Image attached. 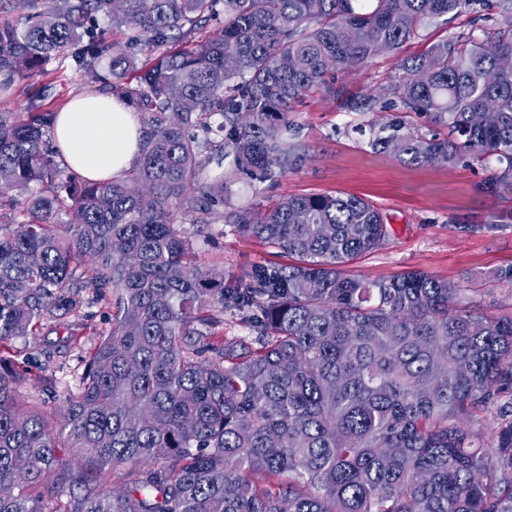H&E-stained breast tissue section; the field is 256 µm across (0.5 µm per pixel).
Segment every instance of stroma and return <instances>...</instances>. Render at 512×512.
Segmentation results:
<instances>
[{
  "mask_svg": "<svg viewBox=\"0 0 512 512\" xmlns=\"http://www.w3.org/2000/svg\"><path fill=\"white\" fill-rule=\"evenodd\" d=\"M398 65L395 55L385 53L343 74L338 83L350 93L362 94L388 81ZM88 91V81L73 61L55 59L45 73L17 82L10 92L1 94L0 112H25L38 101L57 111L73 96ZM392 116L389 110L347 112L341 110L335 94L321 89L306 93L289 112L284 132L302 149L298 165L261 183L237 178L230 186L229 206L249 202L265 209L293 194L363 197L380 209L388 236L381 247L350 262L346 274L388 280L422 271L448 281L489 312H512V283L492 277L496 270L512 265V224L493 221L500 211L512 208V194L481 192L485 171L477 165H408L391 154L371 150L359 127ZM176 220L193 238L198 263L225 278H243L255 266L281 260L276 250L244 237L221 219L205 226L181 214ZM80 297L85 320L76 331L78 348L64 350L63 343L73 332L67 326L47 336L13 340L16 359L27 370L20 393L30 392L36 379L52 381L56 399L77 387L83 358L96 345L109 313L107 301L98 299L93 288H83Z\"/></svg>",
  "mask_w": 512,
  "mask_h": 512,
  "instance_id": "stroma-1",
  "label": "stroma"
}]
</instances>
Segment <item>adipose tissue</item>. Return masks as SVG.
<instances>
[{"mask_svg": "<svg viewBox=\"0 0 512 512\" xmlns=\"http://www.w3.org/2000/svg\"><path fill=\"white\" fill-rule=\"evenodd\" d=\"M53 135L66 165L84 179L121 176L140 155L143 128L120 95L73 98L53 119Z\"/></svg>", "mask_w": 512, "mask_h": 512, "instance_id": "adipose-tissue-1", "label": "adipose tissue"}]
</instances>
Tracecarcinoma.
Instances as JSON below:
<instances>
[{
  "mask_svg": "<svg viewBox=\"0 0 512 512\" xmlns=\"http://www.w3.org/2000/svg\"><path fill=\"white\" fill-rule=\"evenodd\" d=\"M224 4V27L190 48ZM0 24V91L74 57L140 116L132 174L79 181L53 162L54 112H0V197L28 191L26 218L0 219V512H512V314L461 302L424 272L390 280L343 267L387 236L354 195L303 194L223 212L222 181H263L301 161L283 122L306 92L371 63L398 75L352 112L396 107L448 129L370 125L369 146L407 164L477 163L482 188L512 191V0H13ZM492 11L405 53L421 30ZM125 45L93 33L100 17ZM158 52L136 84L131 50ZM221 140L210 138L213 132ZM218 216L279 253L226 280L191 260L175 221ZM162 214L164 222L149 220ZM111 291L108 328L78 389L56 406L17 402L12 340L76 315L77 291ZM251 338L224 337V314ZM496 410L492 446L467 425ZM72 448L86 464L62 456ZM122 484L117 494L106 473Z\"/></svg>",
  "mask_w": 512,
  "mask_h": 512,
  "instance_id": "cac0c4a2",
  "label": "carcinoma"
}]
</instances>
